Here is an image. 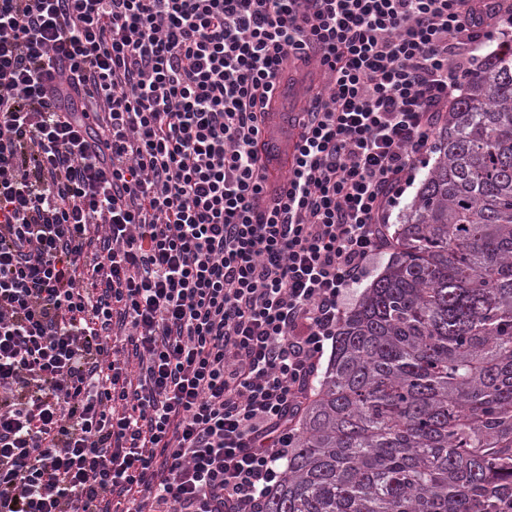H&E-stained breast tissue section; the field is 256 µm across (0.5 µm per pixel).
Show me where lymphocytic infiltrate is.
I'll list each match as a JSON object with an SVG mask.
<instances>
[{"instance_id": "f902f5d3", "label": "lymphocytic infiltrate", "mask_w": 512, "mask_h": 512, "mask_svg": "<svg viewBox=\"0 0 512 512\" xmlns=\"http://www.w3.org/2000/svg\"><path fill=\"white\" fill-rule=\"evenodd\" d=\"M493 21L483 0H0V512H261ZM313 60L273 186L275 79ZM278 115L272 125L276 128L277 134L258 143L259 154L269 171L286 172L294 165V145L298 140L300 127L295 124L293 114L288 112Z\"/></svg>"}]
</instances>
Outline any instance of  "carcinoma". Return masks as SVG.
Segmentation results:
<instances>
[{"mask_svg":"<svg viewBox=\"0 0 512 512\" xmlns=\"http://www.w3.org/2000/svg\"><path fill=\"white\" fill-rule=\"evenodd\" d=\"M434 126L264 512H512V43Z\"/></svg>","mask_w":512,"mask_h":512,"instance_id":"carcinoma-1","label":"carcinoma"}]
</instances>
